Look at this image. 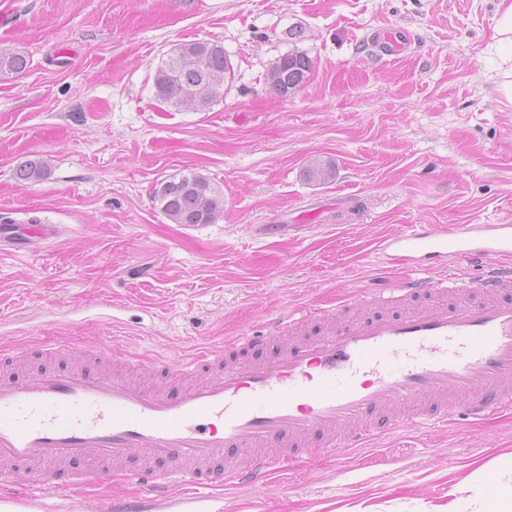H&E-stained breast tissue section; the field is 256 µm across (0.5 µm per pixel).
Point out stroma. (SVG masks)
<instances>
[{"label": "stroma", "mask_w": 512, "mask_h": 512, "mask_svg": "<svg viewBox=\"0 0 512 512\" xmlns=\"http://www.w3.org/2000/svg\"><path fill=\"white\" fill-rule=\"evenodd\" d=\"M498 0H0V222L55 235L0 246V346L180 357L391 276L377 240L415 224L512 222V103ZM392 29L406 51L372 45ZM299 30L290 38V30ZM221 42L231 88L203 112L155 98L177 44ZM313 69L281 97L270 67ZM46 162L37 182L18 179ZM335 176L309 181V160ZM195 172L224 198L211 224L172 223L162 181ZM512 460V415L429 425L290 463L288 484L226 489L222 512H434L497 497L478 468ZM312 71V61L303 52L293 51L281 56L269 71L271 89L285 97L301 88Z\"/></svg>", "instance_id": "stroma-1"}]
</instances>
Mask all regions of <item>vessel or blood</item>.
<instances>
[{
    "instance_id": "b4317fda",
    "label": "vessel or blood",
    "mask_w": 512,
    "mask_h": 512,
    "mask_svg": "<svg viewBox=\"0 0 512 512\" xmlns=\"http://www.w3.org/2000/svg\"><path fill=\"white\" fill-rule=\"evenodd\" d=\"M374 45L393 59L404 48L389 30ZM377 249L413 274L363 291L354 304L371 309L365 318H345L341 301L310 306L179 362L88 348L98 367H76L69 345L40 346L67 366L0 372V484L46 482L79 458L88 484L138 487L106 495L103 512H173L226 485L264 487L294 458L512 407V224H420ZM448 257L483 270L463 284L429 276L428 261ZM177 485L188 491L179 500Z\"/></svg>"
}]
</instances>
